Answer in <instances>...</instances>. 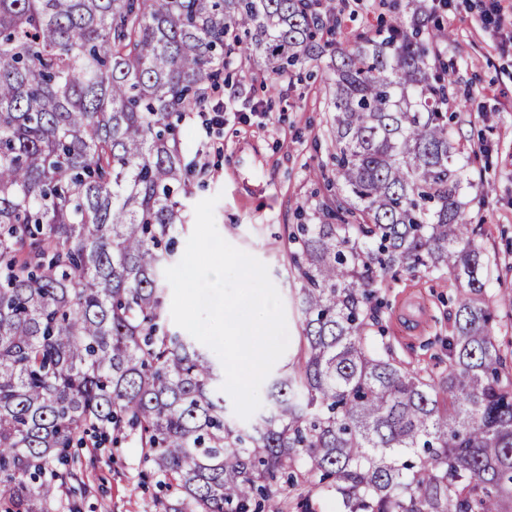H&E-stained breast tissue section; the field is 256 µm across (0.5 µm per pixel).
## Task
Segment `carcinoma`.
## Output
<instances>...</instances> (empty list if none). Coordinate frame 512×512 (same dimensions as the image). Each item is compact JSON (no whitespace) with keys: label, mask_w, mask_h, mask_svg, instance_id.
<instances>
[{"label":"carcinoma","mask_w":512,"mask_h":512,"mask_svg":"<svg viewBox=\"0 0 512 512\" xmlns=\"http://www.w3.org/2000/svg\"><path fill=\"white\" fill-rule=\"evenodd\" d=\"M334 52L338 195L288 237L301 355L248 428L212 357L164 326L186 224L178 121L238 51L318 61L332 0H0V512H50L69 448L133 436L163 512H281L307 483L340 512H512V370L467 222L434 7ZM450 274L448 374L370 329L390 274Z\"/></svg>","instance_id":"cac0c4a2"}]
</instances>
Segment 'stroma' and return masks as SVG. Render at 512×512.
Segmentation results:
<instances>
[{
  "instance_id": "1",
  "label": "stroma",
  "mask_w": 512,
  "mask_h": 512,
  "mask_svg": "<svg viewBox=\"0 0 512 512\" xmlns=\"http://www.w3.org/2000/svg\"><path fill=\"white\" fill-rule=\"evenodd\" d=\"M394 4L338 0L336 44L396 24L400 12ZM488 5L489 0H445L438 14L446 37L438 50L455 92L448 103L450 125L472 161L465 213L490 261V292L498 295L512 291V42L488 23ZM333 112L325 63L281 76L235 57L225 64L224 82L203 111L181 126L185 164L207 170L206 186L194 189L187 207L217 197L219 233L267 265L283 302L289 346L262 383L263 398L271 380L298 361L300 283L291 270L288 235L300 220H313L334 195L326 180L333 169L327 153ZM316 169L323 178H312ZM457 288L445 276L403 272L385 280L386 305L376 314L386 342L438 378L448 367L442 342ZM71 456L79 465L73 492L58 493L52 512H157L159 489L133 439L93 452L76 446Z\"/></svg>"
}]
</instances>
